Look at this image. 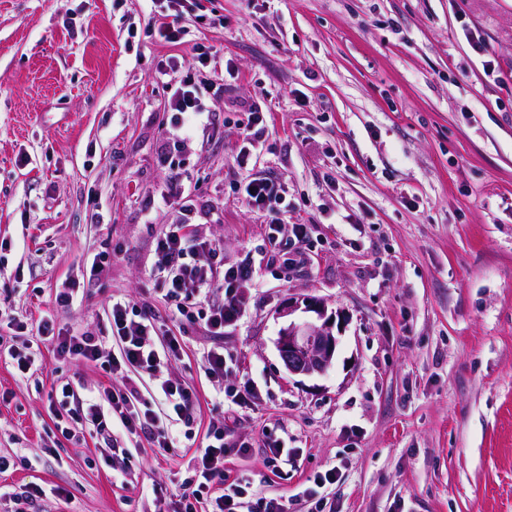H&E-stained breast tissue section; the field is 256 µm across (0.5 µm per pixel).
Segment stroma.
Segmentation results:
<instances>
[{"label":"stroma","mask_w":512,"mask_h":512,"mask_svg":"<svg viewBox=\"0 0 512 512\" xmlns=\"http://www.w3.org/2000/svg\"><path fill=\"white\" fill-rule=\"evenodd\" d=\"M155 10L0 0V315L102 331L108 300L126 297L171 325L149 269L157 233L181 218L158 201L175 180L194 189L225 263L260 261L266 220L234 192L243 104L260 105L257 168L286 183L289 223L312 234L303 264L258 269L222 340L184 336L168 376L199 396L196 438L223 426L226 474L288 512H313L299 494L333 467L324 512H512V0H192L177 46L149 31ZM468 28L499 82H484ZM195 43L218 48L212 70L235 72L222 96L202 87L218 135L195 133L167 163L158 70ZM68 277L83 300L61 312ZM307 296L346 315L315 377L289 374L275 346L282 303ZM218 342L225 384L256 391L248 407L223 404L202 371ZM55 343L39 340L35 376L0 362V455L22 460L0 481L68 491L34 512H156L155 489H185L192 449L156 448L117 423L66 440L51 390H89L100 375L54 357ZM269 437L290 451L275 468Z\"/></svg>","instance_id":"stroma-1"}]
</instances>
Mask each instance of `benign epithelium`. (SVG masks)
I'll use <instances>...</instances> for the list:
<instances>
[{
	"label": "benign epithelium",
	"instance_id": "benign-epithelium-1",
	"mask_svg": "<svg viewBox=\"0 0 512 512\" xmlns=\"http://www.w3.org/2000/svg\"><path fill=\"white\" fill-rule=\"evenodd\" d=\"M299 310L314 314L315 319L288 321L278 333L276 348L289 374L322 375L335 359L338 345L335 329L344 321L343 312L329 314L323 300L308 296L288 300L279 315L289 317Z\"/></svg>",
	"mask_w": 512,
	"mask_h": 512
}]
</instances>
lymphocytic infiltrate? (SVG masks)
<instances>
[{"mask_svg":"<svg viewBox=\"0 0 512 512\" xmlns=\"http://www.w3.org/2000/svg\"><path fill=\"white\" fill-rule=\"evenodd\" d=\"M214 54L213 47L197 44L191 59H168L165 141H176L199 126H212L213 113L202 102L198 86L206 81ZM234 192L251 211L265 217L272 249H279L286 227L297 242L308 241L307 225L288 222V190L283 182L256 172L238 182ZM178 198L180 223L166 225L155 240L154 285L170 304L180 330L198 325L210 335L220 336L241 319L245 292L258 285L255 265L226 264L221 244L203 236L195 221L200 212L197 198L185 192ZM106 319L107 335L79 331L58 340V356L93 364L111 379L109 385H97L86 395L78 394L70 384L62 385V433L78 442L84 438V424L101 433L116 420L128 434L145 437L161 448L173 447V428L192 427L198 400L194 389L162 375L164 365L182 349L178 336H167L164 345H157L158 328L149 306L126 298L109 302ZM148 378L158 383L160 407L156 410L149 407L143 393ZM224 453L223 429L210 430L192 457L193 488L181 495L174 512H288L279 499L255 497L250 481L229 480L223 467Z\"/></svg>","mask_w":512,"mask_h":512,"instance_id":"1","label":"lymphocytic infiltrate"}]
</instances>
